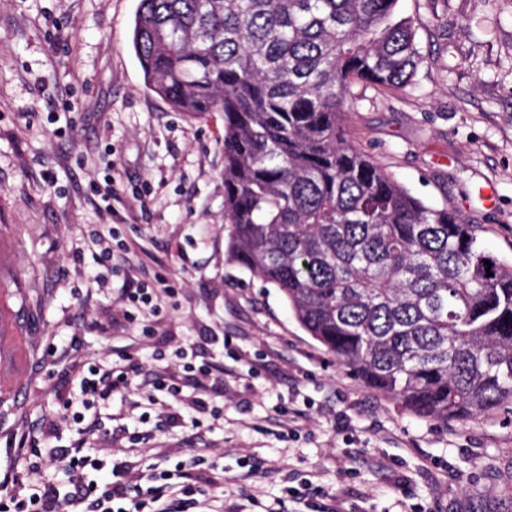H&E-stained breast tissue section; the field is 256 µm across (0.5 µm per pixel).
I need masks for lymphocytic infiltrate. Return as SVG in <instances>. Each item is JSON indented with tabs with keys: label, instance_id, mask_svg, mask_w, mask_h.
<instances>
[{
	"label": "lymphocytic infiltrate",
	"instance_id": "1",
	"mask_svg": "<svg viewBox=\"0 0 512 512\" xmlns=\"http://www.w3.org/2000/svg\"><path fill=\"white\" fill-rule=\"evenodd\" d=\"M175 293L166 277L159 274L150 284H128L121 291V300L135 309L146 308L149 315L155 316L161 313L164 299ZM178 357L183 361L182 376L163 375L153 383L155 390L176 403L183 398L185 384H192L203 393L210 376L209 368L189 362L187 350H180ZM137 372L138 367L132 362L89 363L80 379L83 399L79 404L89 409L95 401L111 399L113 393L130 391ZM96 430V424H88L70 446L52 454L68 479L70 489L65 493L42 472L40 436L23 434L18 453L27 464L24 469L10 470L0 477V512H199L203 508L204 491L194 472H184L177 491L166 483L142 486L130 481L125 461L110 453H87L86 445Z\"/></svg>",
	"mask_w": 512,
	"mask_h": 512
}]
</instances>
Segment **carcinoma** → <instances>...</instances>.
Returning <instances> with one entry per match:
<instances>
[{
	"label": "carcinoma",
	"mask_w": 512,
	"mask_h": 512,
	"mask_svg": "<svg viewBox=\"0 0 512 512\" xmlns=\"http://www.w3.org/2000/svg\"><path fill=\"white\" fill-rule=\"evenodd\" d=\"M398 2L140 0L132 47L176 111L224 113L232 257L362 384L466 422L512 401V263L343 124L355 84L413 85L422 56Z\"/></svg>",
	"instance_id": "1"
}]
</instances>
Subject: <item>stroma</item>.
<instances>
[{
  "label": "stroma",
  "mask_w": 512,
  "mask_h": 512,
  "mask_svg": "<svg viewBox=\"0 0 512 512\" xmlns=\"http://www.w3.org/2000/svg\"><path fill=\"white\" fill-rule=\"evenodd\" d=\"M138 4L0 0V310L30 317L0 362V464L47 420L53 446L75 436L54 395L73 354L132 355L145 388L168 366L154 353L182 346L217 366L222 419L200 411L199 427L179 421L134 446V395L117 393L94 405L93 445L142 476L209 449L224 465L223 486L200 476L209 512H512V414H410L351 377L280 290L231 257L224 115L189 117L146 88ZM398 15L416 29L414 85L356 84L347 135L512 262V0H399ZM100 235L112 238L107 266ZM157 272L177 290L171 307L129 322L120 288Z\"/></svg>",
  "instance_id": "obj_1"
}]
</instances>
